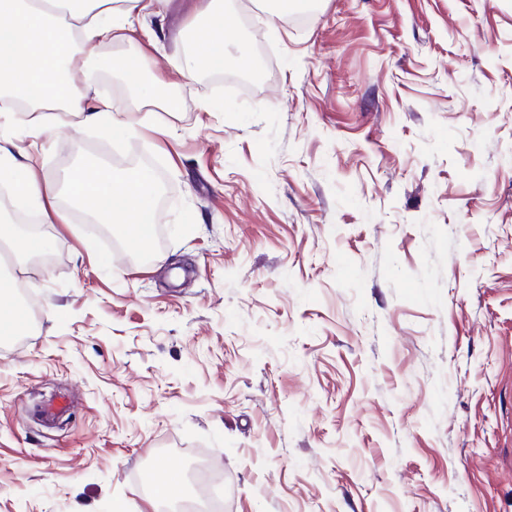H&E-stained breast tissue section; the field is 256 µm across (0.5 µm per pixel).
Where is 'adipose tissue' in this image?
<instances>
[{"instance_id":"1","label":"adipose tissue","mask_w":512,"mask_h":512,"mask_svg":"<svg viewBox=\"0 0 512 512\" xmlns=\"http://www.w3.org/2000/svg\"><path fill=\"white\" fill-rule=\"evenodd\" d=\"M54 13L32 10L26 0H0V92L25 100L16 122L41 132L71 122L90 126L102 113L112 116L119 136L137 132L135 121L111 99L90 96L98 70L94 50L109 39L121 38L132 19L152 12L158 0H51ZM188 49L177 62L192 77L227 64V43L237 32L229 24L224 0H208L187 30ZM81 75L82 87L73 84ZM0 179L10 180L16 193L36 202L43 223L55 224L62 215L54 205L57 187L37 177L32 162H21L0 149ZM76 203L95 221L122 225L128 240L148 242L157 222L156 187L146 172L112 174L106 167L78 168L66 177Z\"/></svg>"}]
</instances>
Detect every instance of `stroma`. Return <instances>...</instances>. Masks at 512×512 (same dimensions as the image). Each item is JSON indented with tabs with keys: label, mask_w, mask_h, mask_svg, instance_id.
Wrapping results in <instances>:
<instances>
[{
	"label": "stroma",
	"mask_w": 512,
	"mask_h": 512,
	"mask_svg": "<svg viewBox=\"0 0 512 512\" xmlns=\"http://www.w3.org/2000/svg\"><path fill=\"white\" fill-rule=\"evenodd\" d=\"M244 2L245 82L173 66L207 0L98 47L150 63L94 87L135 137L0 121L48 181L147 171L161 214L141 262L60 193L0 336V512H158L172 466L224 512H512V0Z\"/></svg>",
	"instance_id": "stroma-1"
}]
</instances>
